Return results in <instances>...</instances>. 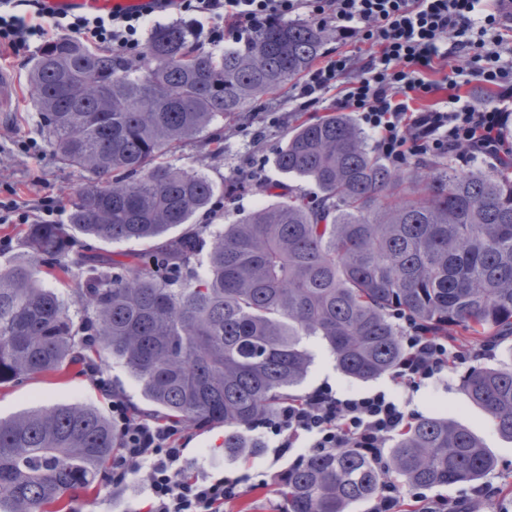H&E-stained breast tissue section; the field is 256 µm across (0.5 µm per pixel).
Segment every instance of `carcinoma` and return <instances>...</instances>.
Returning <instances> with one entry per match:
<instances>
[{
    "label": "carcinoma",
    "mask_w": 512,
    "mask_h": 512,
    "mask_svg": "<svg viewBox=\"0 0 512 512\" xmlns=\"http://www.w3.org/2000/svg\"><path fill=\"white\" fill-rule=\"evenodd\" d=\"M326 32L270 22L224 53L201 51L192 26L156 28L135 61L70 37L29 70L43 134L89 174L66 224H30L28 253L55 260L86 311L74 325L63 292L30 260L0 264V384L84 365L103 354L136 381L141 413L224 428V456L257 447L244 432L303 384L315 338L347 377L368 382L403 354L391 315L473 339L512 331V170H392L349 118L297 125L277 157L319 195H282L204 236L190 230L214 186L164 156L259 95L288 86L321 54ZM157 242L117 261L83 239ZM463 394L512 439V365L486 363ZM117 446L92 404L39 406L0 419V512H47L83 492ZM409 487L477 484L496 462L464 425L423 417L388 453ZM376 464L353 448L288 468V512H353L373 499Z\"/></svg>",
    "instance_id": "cac0c4a2"
}]
</instances>
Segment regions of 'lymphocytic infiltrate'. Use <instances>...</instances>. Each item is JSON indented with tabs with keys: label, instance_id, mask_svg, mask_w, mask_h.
<instances>
[{
	"label": "lymphocytic infiltrate",
	"instance_id": "obj_1",
	"mask_svg": "<svg viewBox=\"0 0 512 512\" xmlns=\"http://www.w3.org/2000/svg\"><path fill=\"white\" fill-rule=\"evenodd\" d=\"M197 27L212 43L225 28L247 35L258 26L300 11L335 24L344 36L368 45L362 65L352 56L312 71L302 96L338 88L336 106L359 113L374 149L392 166L430 157L501 164L512 114L498 103L478 104L454 95L425 110L417 97L454 84L458 74L483 88L512 89V24L502 0H188ZM148 19L134 11L98 15H45L39 0H0V32L8 46L34 38L48 42L66 33L91 46L135 45ZM457 66H449V58ZM440 73L434 81L432 73ZM404 354L388 385L342 392L323 383L283 400L253 424L263 442L283 456L296 448L317 453L353 448L385 468L384 449L415 415L411 395L441 383L449 369L491 356L489 344L462 345L447 335L405 321ZM118 447L112 455L113 485L141 483V512H227L240 481L220 473L184 474L188 427L135 412L112 399Z\"/></svg>",
	"mask_w": 512,
	"mask_h": 512
}]
</instances>
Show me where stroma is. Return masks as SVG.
Segmentation results:
<instances>
[{
    "label": "stroma",
    "mask_w": 512,
    "mask_h": 512,
    "mask_svg": "<svg viewBox=\"0 0 512 512\" xmlns=\"http://www.w3.org/2000/svg\"><path fill=\"white\" fill-rule=\"evenodd\" d=\"M40 49L41 44L35 39L18 45L5 63L16 79V90L10 108L0 112V200L16 199L31 208L60 203L61 210L53 219L64 223L68 220L69 199L85 185L88 177L60 160L42 132L28 85L31 61ZM299 88V83H292L286 92L256 100L245 119H227L214 125L221 151H214L209 140L198 138L167 155V162L197 169L215 186L212 206L197 216V223H233L256 206L270 204L269 188H278L284 194L298 187V179L283 173L276 165V158L289 131L333 111L336 98L335 93L329 92L306 103L299 96ZM253 157L265 164L261 173L263 181L259 184L247 176V162ZM312 352L314 362L304 389L323 382L340 390L364 389V382L342 374L320 346H313ZM467 373L464 366L449 370L444 385L414 393L410 408L419 418L438 414L458 421L481 438L497 462L486 480L498 488L499 494L481 503L479 510L512 512V487L505 483L506 477H512V440L499 435L491 418L466 401L462 381ZM71 403H92L104 410L109 407L108 399L86 373L76 369L35 375L0 386V418L4 420L41 404ZM223 443V429L191 430L187 445L191 463L187 474L194 476L207 469L242 478V491L231 512H272L276 507L285 508L277 478L289 467L290 458L275 459L272 449L265 448L245 459H228L222 450ZM108 477V472H101L96 482L81 493L75 504L77 512H126L139 497L138 482L116 491Z\"/></svg>",
    "instance_id": "obj_1"
}]
</instances>
